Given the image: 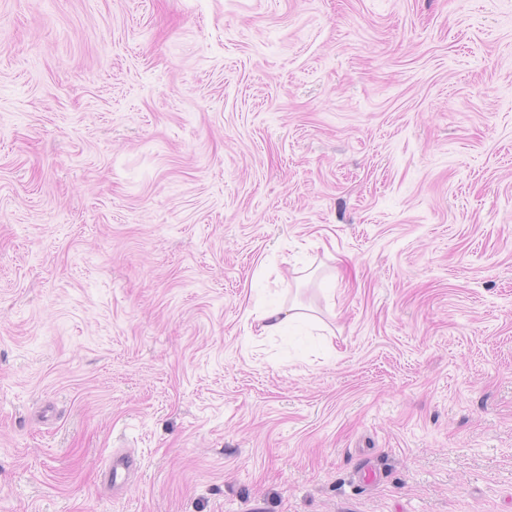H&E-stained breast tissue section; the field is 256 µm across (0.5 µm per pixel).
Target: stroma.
<instances>
[{
  "instance_id": "obj_1",
  "label": "stroma",
  "mask_w": 512,
  "mask_h": 512,
  "mask_svg": "<svg viewBox=\"0 0 512 512\" xmlns=\"http://www.w3.org/2000/svg\"><path fill=\"white\" fill-rule=\"evenodd\" d=\"M0 512H512V0H0ZM304 312L297 305L280 304L255 309L254 320L258 322L259 335L276 336L282 334L289 324L307 318ZM135 458L127 453H116L108 459L103 471L104 485L112 490L126 484L129 474L136 467Z\"/></svg>"
}]
</instances>
